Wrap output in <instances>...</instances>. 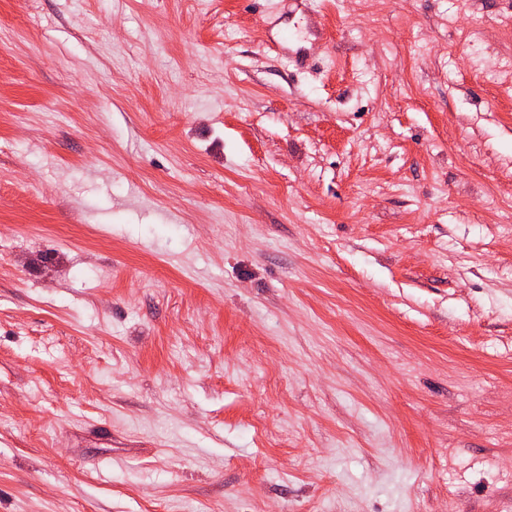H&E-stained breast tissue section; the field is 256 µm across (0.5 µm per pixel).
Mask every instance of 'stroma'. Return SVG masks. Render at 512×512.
Instances as JSON below:
<instances>
[{
  "instance_id": "obj_1",
  "label": "stroma",
  "mask_w": 512,
  "mask_h": 512,
  "mask_svg": "<svg viewBox=\"0 0 512 512\" xmlns=\"http://www.w3.org/2000/svg\"><path fill=\"white\" fill-rule=\"evenodd\" d=\"M510 214L512 0H0V512H512Z\"/></svg>"
}]
</instances>
